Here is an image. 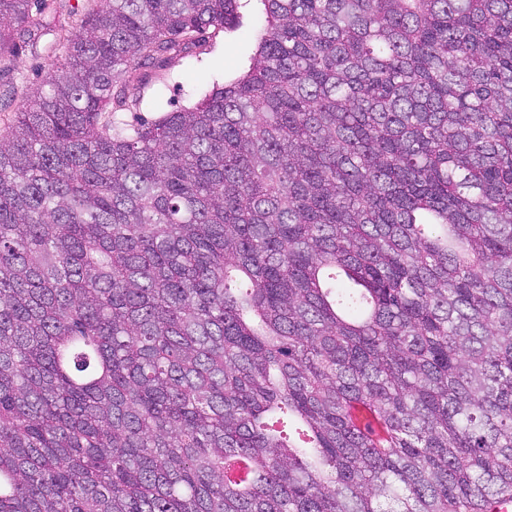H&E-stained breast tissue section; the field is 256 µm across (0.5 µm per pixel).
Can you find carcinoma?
<instances>
[{"instance_id":"obj_1","label":"carcinoma","mask_w":512,"mask_h":512,"mask_svg":"<svg viewBox=\"0 0 512 512\" xmlns=\"http://www.w3.org/2000/svg\"><path fill=\"white\" fill-rule=\"evenodd\" d=\"M106 0L0 134V512L512 498V0ZM0 0V57L41 36ZM263 9L259 0H243L234 28L208 39L202 48L175 55L162 70L137 71L145 88L140 103L125 112L124 120L129 124L153 121L167 112L193 107L214 87L243 75L258 46Z\"/></svg>"}]
</instances>
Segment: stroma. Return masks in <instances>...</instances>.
Listing matches in <instances>:
<instances>
[{
	"instance_id": "35a3bbf8",
	"label": "stroma",
	"mask_w": 512,
	"mask_h": 512,
	"mask_svg": "<svg viewBox=\"0 0 512 512\" xmlns=\"http://www.w3.org/2000/svg\"><path fill=\"white\" fill-rule=\"evenodd\" d=\"M49 19L52 31L35 43L19 45L0 61V131L13 119L24 101L41 86L47 72L62 64L64 35L75 27L76 16L101 10V0H57ZM237 25L210 38L201 48L172 57L160 70L140 69L145 82L139 104L125 112L133 124L152 121L165 113L195 106L214 87L243 75L257 49L264 23L261 0H242Z\"/></svg>"
}]
</instances>
